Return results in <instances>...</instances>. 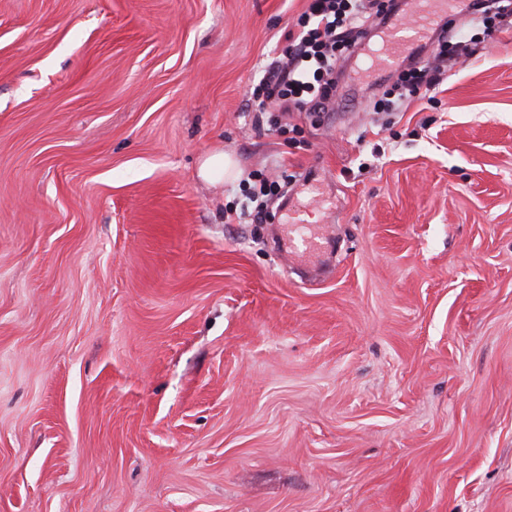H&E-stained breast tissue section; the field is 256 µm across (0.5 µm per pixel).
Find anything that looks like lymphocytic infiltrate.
Segmentation results:
<instances>
[{"label":"lymphocytic infiltrate","instance_id":"obj_1","mask_svg":"<svg viewBox=\"0 0 512 512\" xmlns=\"http://www.w3.org/2000/svg\"><path fill=\"white\" fill-rule=\"evenodd\" d=\"M400 10L397 0H311L302 32L269 65L253 89L259 110L284 116L305 104L321 111L342 75L336 67L337 49L355 54L369 22L386 24ZM466 52L464 44L449 41L447 26H440L423 53L398 66L395 97L422 87L435 88L443 63Z\"/></svg>","mask_w":512,"mask_h":512}]
</instances>
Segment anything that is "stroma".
<instances>
[{"instance_id":"obj_1","label":"stroma","mask_w":512,"mask_h":512,"mask_svg":"<svg viewBox=\"0 0 512 512\" xmlns=\"http://www.w3.org/2000/svg\"><path fill=\"white\" fill-rule=\"evenodd\" d=\"M309 4L0 0V512H512V25L269 129ZM235 168L236 164L230 155L218 152L204 159L198 175L205 181H212L216 175H235Z\"/></svg>"}]
</instances>
